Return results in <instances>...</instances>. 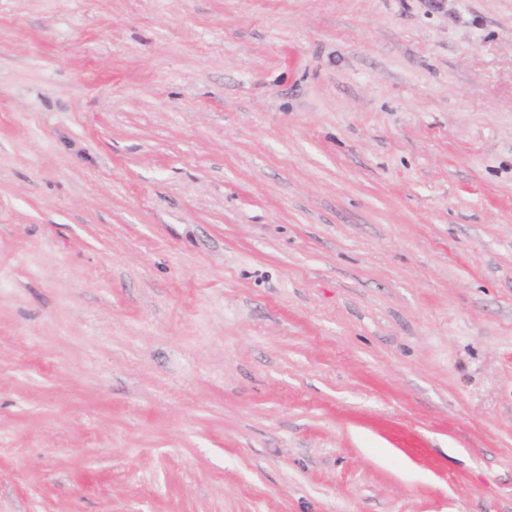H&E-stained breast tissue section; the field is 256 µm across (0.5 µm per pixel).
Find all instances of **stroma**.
<instances>
[{
	"mask_svg": "<svg viewBox=\"0 0 512 512\" xmlns=\"http://www.w3.org/2000/svg\"><path fill=\"white\" fill-rule=\"evenodd\" d=\"M0 512H512V0H0Z\"/></svg>",
	"mask_w": 512,
	"mask_h": 512,
	"instance_id": "stroma-1",
	"label": "stroma"
}]
</instances>
